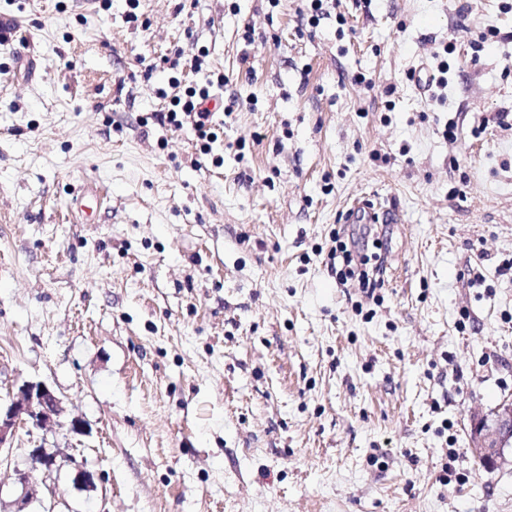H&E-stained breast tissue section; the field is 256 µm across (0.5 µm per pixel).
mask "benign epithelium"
I'll use <instances>...</instances> for the list:
<instances>
[{
  "label": "benign epithelium",
  "mask_w": 512,
  "mask_h": 512,
  "mask_svg": "<svg viewBox=\"0 0 512 512\" xmlns=\"http://www.w3.org/2000/svg\"><path fill=\"white\" fill-rule=\"evenodd\" d=\"M63 413L60 398L45 382L23 383L8 401L0 402V451L13 447L19 428L27 424L45 430L54 425L65 427L75 435L86 433L82 420L73 418L65 422L61 420ZM468 447L478 463L486 468L508 460L512 455V400L502 401L488 414L478 412L471 416ZM29 457L31 464L48 477L62 467L58 455L42 447L32 449ZM15 485L19 492L15 512H24L31 501L27 472L15 470Z\"/></svg>",
  "instance_id": "obj_1"
}]
</instances>
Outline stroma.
<instances>
[{
  "label": "stroma",
  "instance_id": "stroma-1",
  "mask_svg": "<svg viewBox=\"0 0 512 512\" xmlns=\"http://www.w3.org/2000/svg\"><path fill=\"white\" fill-rule=\"evenodd\" d=\"M1 13L0 398L46 381L88 432L20 428L0 512L16 467L28 512H512V463L466 440L512 397V0H336L316 25L307 0ZM217 78L206 154L155 115ZM364 198L397 216L374 301L329 260ZM31 464L40 468L46 477H51L54 472L62 467L56 453L47 452L45 448H33L29 454Z\"/></svg>",
  "mask_w": 512,
  "mask_h": 512
}]
</instances>
